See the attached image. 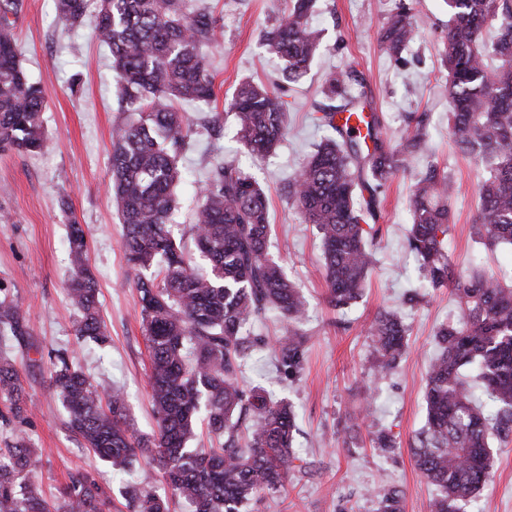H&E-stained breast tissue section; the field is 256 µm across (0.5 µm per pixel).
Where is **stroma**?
<instances>
[{
  "instance_id": "stroma-1",
  "label": "stroma",
  "mask_w": 512,
  "mask_h": 512,
  "mask_svg": "<svg viewBox=\"0 0 512 512\" xmlns=\"http://www.w3.org/2000/svg\"><path fill=\"white\" fill-rule=\"evenodd\" d=\"M222 35L209 48L216 97L206 104L184 103L191 120L223 113L239 82L268 81L281 62L265 46L262 34L283 14L286 0H204ZM399 0H316L313 24L322 39L316 56L285 99L287 132L275 151L263 159L249 156L225 125L220 138L202 133L185 163L196 175L183 183L171 229L189 237V216L196 204V182L205 181L214 147L255 176L269 198V255L281 263L301 289L307 314L301 325L309 338L304 366L292 380L282 377L268 349L254 350L241 384L266 388L275 398L290 400L297 413L295 451L306 470L291 471L280 493L258 501L252 512H376L371 488L393 484L404 492L403 512H428L435 489L415 466L411 449L425 420L427 369L435 353L433 336L446 323L455 303L448 289L420 287L415 258L406 251L408 195L415 172L431 161L451 176L450 200L455 222L448 251L455 263H478L487 271L507 267L500 252L479 251L471 238L477 208L479 167L454 149L448 130L445 74L440 68L448 26L444 0H414L417 38L400 59L382 55L378 33ZM21 63L45 88L43 114L48 149L39 155L0 154V288L25 317L33 345L18 359L29 417L23 430L41 466L34 480L46 496L57 495L71 473H89L113 503L112 512H129L124 489L150 485L163 491L161 475L148 464L121 474L96 459L66 426V414L49 383L48 356L73 353L94 380L122 386L128 397L134 430L152 434L156 417L149 397V359L140 317L134 270L121 248L122 226L108 193L112 130L122 122L120 86L109 53L94 38L92 22L70 28L55 12L54 0H22L15 22ZM356 70L352 94L366 93L383 119L386 137L399 143L413 112H427L431 125L423 160L407 175L394 177L380 204L381 232L370 245L374 267L361 299L338 311L325 302L323 256L319 236L303 223L288 197V182L320 136L313 115L325 97L321 92L332 72ZM82 224L90 247L107 341L76 346L73 311L66 288L70 276L67 233ZM416 291L408 305L404 295ZM396 311L410 328L408 350L399 365L375 376L369 327L378 311ZM374 395L378 414L345 440L348 413ZM390 431L392 452L373 448L377 429ZM467 512H512V438L496 445L490 479L467 506Z\"/></svg>"
}]
</instances>
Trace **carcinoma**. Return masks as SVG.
Returning <instances> with one entry per match:
<instances>
[{
	"instance_id": "1",
	"label": "carcinoma",
	"mask_w": 512,
	"mask_h": 512,
	"mask_svg": "<svg viewBox=\"0 0 512 512\" xmlns=\"http://www.w3.org/2000/svg\"><path fill=\"white\" fill-rule=\"evenodd\" d=\"M89 0H56L58 15L82 24ZM316 0H292L263 41L284 62L283 84H239L229 103L236 137L252 155L271 153L285 135L282 92L307 73L320 42L310 22ZM448 31L442 64L448 72V120L455 149L483 167L472 229L487 252L512 256V0H444ZM21 0H0V152L38 153L47 145L45 94L19 60L14 20ZM97 39L108 47L129 116L112 132L109 191L123 224L122 246L136 271L142 326L151 364L157 431L135 433L119 388H98L65 353L51 361V388L69 427L85 447L117 471L146 456L157 465L165 495L139 489L140 512H169V499L190 512H248L254 500L281 491L295 464L296 412L285 399L240 385L252 348L267 346L250 327L276 311L288 327L275 340L279 371L303 368L307 338L296 324L306 301L282 266L269 257L268 199L260 183L216 151L199 205L191 212L194 250L168 224L175 190L184 180L183 155L199 130L218 138L223 116L193 123L182 102L215 96L203 48L217 40V20L189 0H96ZM417 36L412 7L402 3L380 33L381 50L398 57ZM346 75H328L317 128L327 132L290 180L303 222L315 225L323 246L326 301L334 309L356 302L373 269L368 240L380 228V195L423 154L431 115L416 112L399 146L389 145L382 120L350 95ZM339 99L340 105L332 104ZM452 182L429 162L409 199L407 248L432 288H447L455 314L434 337L426 420L413 448L416 467L435 487L430 512H467L489 476L493 440L512 436V271L488 275L458 269L446 249L453 212ZM68 296L77 313L76 344L105 338L98 292L89 269L82 225L68 231ZM206 262L200 273L194 254ZM407 326L381 310L371 327L375 374L391 371L407 352ZM24 317L0 293V341L26 355L32 348ZM0 398L9 403L13 445L0 448V512H109L97 483L78 473L47 501L32 481L39 455L21 426L27 420L12 353L0 352ZM217 438L193 448L198 424ZM378 512H401L402 491L373 490Z\"/></svg>"
}]
</instances>
